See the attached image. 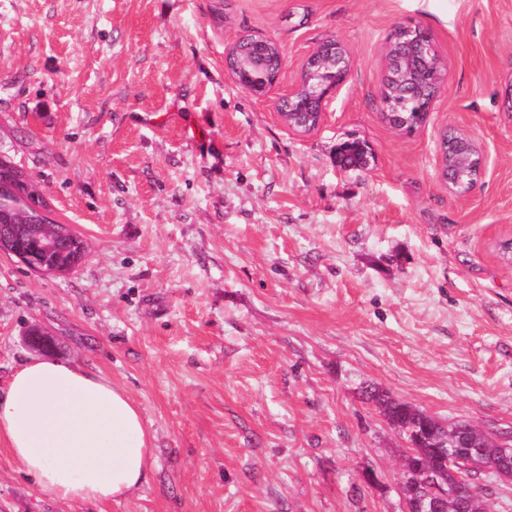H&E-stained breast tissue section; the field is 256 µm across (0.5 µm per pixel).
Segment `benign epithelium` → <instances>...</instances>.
I'll list each match as a JSON object with an SVG mask.
<instances>
[{"instance_id": "1", "label": "benign epithelium", "mask_w": 512, "mask_h": 512, "mask_svg": "<svg viewBox=\"0 0 512 512\" xmlns=\"http://www.w3.org/2000/svg\"><path fill=\"white\" fill-rule=\"evenodd\" d=\"M352 59L347 48L336 40L322 42L316 51L307 59L301 78L304 83L297 84L288 94L278 100V115L288 125V128L299 134H310L318 130L324 120L325 106L329 97L343 85L351 71ZM400 74L397 83V98L382 93L381 105L384 115L402 124L398 111L400 97L407 96L417 103V115L413 125L424 123L429 115L431 106L441 91V84L433 83L431 78L441 75L438 57L433 51L429 34L412 26H398L385 47V67L383 78L390 77V71ZM233 78L248 92H253L252 81L266 83L271 88L277 83L280 73L266 77V64L259 58L252 63V70L239 71L237 67H228ZM351 148L355 153V163L351 167L356 170H367L374 162L375 156L369 143L349 138ZM486 160L484 150L477 141L465 133L442 138L440 145V173L448 190L465 196L484 177ZM36 239H43L41 248L50 255L61 253L60 242L62 235L57 229H48L42 224L39 232L33 234ZM23 237L16 233L11 224L0 225V250H7L19 258H28L20 242ZM77 263L61 260L40 264L30 263L34 270L55 271L67 273L73 270ZM425 461H409L404 468L405 477L401 481L402 497L419 491L420 474L425 472ZM448 484L438 483L433 492L419 497L416 505L417 512H447Z\"/></svg>"}]
</instances>
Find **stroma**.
Returning a JSON list of instances; mask_svg holds the SVG:
<instances>
[{
    "mask_svg": "<svg viewBox=\"0 0 512 512\" xmlns=\"http://www.w3.org/2000/svg\"><path fill=\"white\" fill-rule=\"evenodd\" d=\"M400 25L443 64L411 130L380 107ZM247 34L284 56L262 97L225 64ZM327 39L350 75L293 133L276 100ZM456 128L486 155L465 197L438 165ZM352 136L372 169L337 164ZM0 155L87 247L63 276L0 252V389L40 330L152 447L103 508L0 448V512H404L406 444L367 387L512 433V0H0ZM348 140L356 156L355 163L353 165H345L340 163V166H342L343 169L368 170L375 159L371 146L369 143L356 140L353 137L349 138ZM348 140L344 141V143H342L336 151V157L341 161L348 159L347 156H344L345 151L349 148ZM338 154H341L343 157L339 158Z\"/></svg>",
    "mask_w": 512,
    "mask_h": 512,
    "instance_id": "1",
    "label": "stroma"
}]
</instances>
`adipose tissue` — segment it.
<instances>
[{"instance_id":"obj_1","label":"adipose tissue","mask_w":512,"mask_h":512,"mask_svg":"<svg viewBox=\"0 0 512 512\" xmlns=\"http://www.w3.org/2000/svg\"><path fill=\"white\" fill-rule=\"evenodd\" d=\"M0 442L38 489L61 501L131 498L151 464L138 405L108 377L35 358L0 390Z\"/></svg>"}]
</instances>
